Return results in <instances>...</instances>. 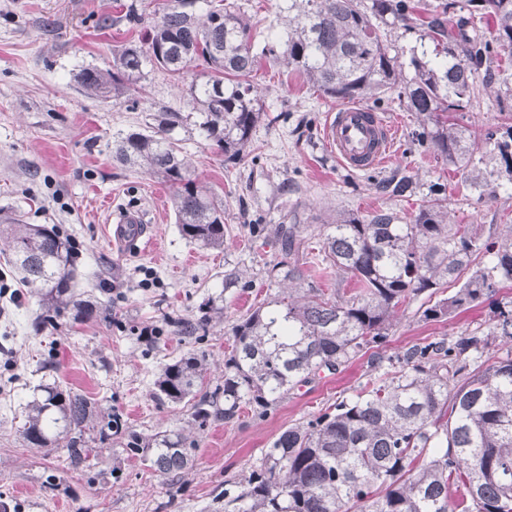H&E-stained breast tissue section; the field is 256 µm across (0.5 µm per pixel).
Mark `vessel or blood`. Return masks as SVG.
<instances>
[{"label": "vessel or blood", "instance_id": "vessel-or-blood-1", "mask_svg": "<svg viewBox=\"0 0 512 512\" xmlns=\"http://www.w3.org/2000/svg\"><path fill=\"white\" fill-rule=\"evenodd\" d=\"M328 146L348 170L378 168L390 156L396 140L393 124L362 106H344L329 113L323 130ZM110 240L122 251H145L149 244L141 213L115 209L110 214Z\"/></svg>", "mask_w": 512, "mask_h": 512}]
</instances>
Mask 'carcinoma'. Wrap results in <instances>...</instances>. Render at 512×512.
Returning <instances> with one entry per match:
<instances>
[{
	"label": "carcinoma",
	"instance_id": "carcinoma-1",
	"mask_svg": "<svg viewBox=\"0 0 512 512\" xmlns=\"http://www.w3.org/2000/svg\"><path fill=\"white\" fill-rule=\"evenodd\" d=\"M199 0H165L145 19L130 5L125 19L142 27L141 38L119 50L107 68H85L78 90L99 100L128 99L146 67L180 79L203 59L206 81L183 91L199 114V127L237 164L252 133L266 117L247 77L257 66L252 25L233 0H218L202 15ZM288 0L284 35L262 53L303 75L320 95L372 102L377 109L395 93L422 118L415 141L470 173L467 189L481 202L500 180L512 183V124L486 130L481 143L459 121L476 90L495 88L512 96V73L498 63L512 49V0H466L468 15L448 27L451 4L422 0ZM494 17L492 38L475 34ZM416 29L434 44L433 57L411 55L413 76L400 81L403 63L392 54L380 25ZM188 117L166 111L138 131L112 141V156L174 190L179 233L204 248L224 246V199L199 182L171 132ZM448 197L422 196L403 224L378 213H342L322 234V263L357 288L328 294L285 261L267 270L280 282H307L301 296L277 294L253 307L231 327L224 382L207 379L204 352L191 350L163 364L153 382L160 403L190 405V430L151 439L130 430L115 409H100L82 394L43 386L26 404L21 434L34 448H62L68 468L91 472L102 454L92 443L116 439L129 457L159 476L181 477L197 449L192 432L240 420L245 411L265 417L297 386L334 375L363 349L387 335L405 304L426 294V320L450 318L499 285L512 283V243L495 242L477 224H449ZM282 250L306 249L298 225L279 224ZM9 243L7 262L38 297L36 332L55 329L65 315L75 323L112 321L110 308L79 290L72 240L56 226L20 218L0 228ZM465 278L451 295L445 286ZM248 288L239 268L224 271V289ZM224 306L210 299L189 318H169L177 336L201 341ZM495 335L506 356L487 366L488 340L445 338L416 346L399 369L367 383L312 418L283 430L238 481L224 482V512H512V299L497 303ZM460 497L448 494L449 483Z\"/></svg>",
	"mask_w": 512,
	"mask_h": 512
}]
</instances>
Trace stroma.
I'll use <instances>...</instances> for the list:
<instances>
[{
	"mask_svg": "<svg viewBox=\"0 0 512 512\" xmlns=\"http://www.w3.org/2000/svg\"><path fill=\"white\" fill-rule=\"evenodd\" d=\"M159 0H0V215L18 213L30 224L57 225L79 245L82 290L102 291L112 308L108 323H75L62 318L56 331L31 327L37 297L19 281L0 297V497L19 512H224L213 499L225 480L241 478L273 439L288 426L352 397L356 390L390 371V359L411 346L452 339L464 333L491 335L495 300L512 296L503 288L453 318L427 321V296L399 309L376 353L355 357L335 375L294 389L267 417L244 415L238 422L213 424L198 438L192 469L176 481L153 475L119 445L107 443L91 475L66 470L62 449L30 448L22 439L24 407L39 386L58 384L105 408L122 413L142 436L186 425L189 409L155 401L151 392L161 364L191 350L192 341L166 334L159 349L142 342L143 328L164 327L167 318L196 314L208 297H223L224 319L202 347L211 379L224 375L231 326L282 286L265 270L283 261L273 233L279 224L299 225L312 244L303 266L322 286H335L314 245L337 214L379 211L411 217L430 186L448 197V221L478 224L484 233L512 232V185L482 203L467 197L463 175L432 151L414 144L416 113L398 100L381 112L398 125L396 153L378 169L344 168L323 139L328 113L339 101L321 97L303 77L261 60L253 73V94L265 112L290 113L288 125L263 123L247 154L231 167L206 139L192 116V104L177 82L154 70L141 80L136 102H102L80 94L73 77L86 67L104 68L139 29L124 15L129 5L149 15ZM250 17L254 51L283 34V0H238ZM188 115L174 132L200 180L224 196L223 250L184 240L175 223L171 189L112 159L119 134L143 128L165 110ZM463 123L474 134L512 123V99L480 91ZM408 175V197L381 191L383 180ZM144 213L155 248L134 254L113 249L107 236L110 207ZM263 224L255 233V224ZM246 270L247 290L225 289L224 272ZM151 287H142L144 279Z\"/></svg>",
	"mask_w": 512,
	"mask_h": 512,
	"instance_id": "35a3bbf8",
	"label": "stroma"
}]
</instances>
